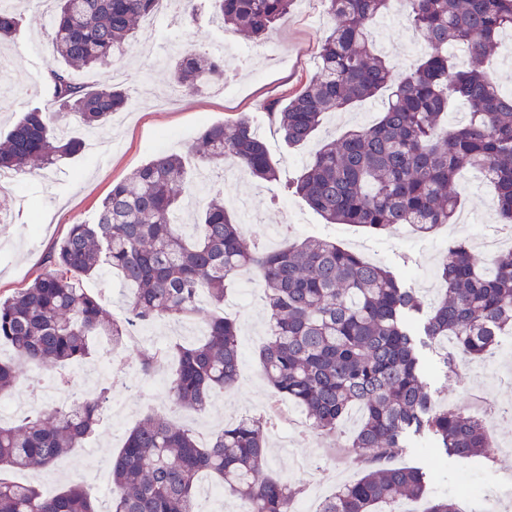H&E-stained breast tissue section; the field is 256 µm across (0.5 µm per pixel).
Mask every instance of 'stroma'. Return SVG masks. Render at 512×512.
I'll return each instance as SVG.
<instances>
[{"label":"stroma","mask_w":512,"mask_h":512,"mask_svg":"<svg viewBox=\"0 0 512 512\" xmlns=\"http://www.w3.org/2000/svg\"><path fill=\"white\" fill-rule=\"evenodd\" d=\"M14 2L21 15L19 31L12 41L0 44V55L8 59L7 73L0 74V137L27 108L52 110L54 92L47 77L63 66L51 42L49 11L34 8L29 0ZM326 25L319 0H297L291 13L259 42L224 30L205 12L201 13L199 24L191 27L178 19L163 18L153 25L141 23L134 41L114 64L77 72L76 81L92 88L121 84L131 98V106L124 111L122 121L111 122L103 132L112 143L111 149L83 150L47 169L17 175L9 186L0 202L6 208L0 217V295H10L41 272L45 255L62 239L68 225L94 222L98 206L113 183L126 178L154 153L168 150L181 154L189 157L190 168H197V161L190 158L191 149L207 125L233 120L243 113L250 115L260 128L281 180L288 181L321 143L362 120H376L381 112L380 101L365 102L331 116L307 145L294 149L285 146L270 124L267 105L287 98L314 74L315 52ZM381 39L396 49L395 61L401 69L424 51L422 37L401 16H388ZM217 41L240 52L243 58L230 86L217 83L194 95L169 97L171 61L178 48L203 50ZM145 44L153 46L152 57L140 55L139 49ZM208 185L223 189L227 199L243 197L252 203L253 220L241 226L246 240L264 244L270 226L277 224L289 227L277 241L281 248L310 236H329L343 247H363L370 261L409 271V286L420 291L437 284V256L449 244L465 242L472 257L484 262L486 256L477 243L482 237L495 235L500 226L492 190L479 179L463 178L458 183L464 198L462 212L469 216V223L439 228L429 237L324 223L301 198L246 174L228 183L222 171L216 169ZM83 286L102 295L113 316L126 312L131 289L112 270L85 278ZM223 312L239 325L243 359L238 381L230 389L215 392L206 412L181 409L173 415L177 424L194 429L202 437L217 432L226 418L246 414L274 398L258 361V352L266 340L258 285L244 278L236 281L224 298ZM207 316L203 310L182 323L139 325L135 333L152 338L157 345L165 346L174 340L191 345L203 339L201 326ZM423 355L431 366L427 382L435 404L463 405L471 391L477 390L506 407L512 405V335L501 337L494 350L495 370L490 374L483 372L481 361L465 359L456 374L449 376L442 368L439 348H426ZM163 398V392L149 387L127 390L113 384L111 400L121 404V412L101 419L82 447L67 457V470L49 467L36 473L16 471L13 479L34 481L46 494L80 482L94 497H101L102 486L112 483L109 462L113 454L147 414L160 411ZM292 411L294 423L280 421L269 430L271 471L304 484L300 504L306 512H313L319 499L341 484L356 481L362 471L352 454L345 452L344 438H336L330 444L313 441L295 426L296 420L302 419V412ZM428 444V437H411L406 453L397 463L420 468L430 475V498L457 497L464 482L485 490L497 473H512V455L458 460L434 454Z\"/></svg>","instance_id":"35a3bbf8"}]
</instances>
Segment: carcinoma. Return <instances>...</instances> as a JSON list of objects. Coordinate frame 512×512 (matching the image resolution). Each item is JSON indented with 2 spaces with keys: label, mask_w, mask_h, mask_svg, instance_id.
<instances>
[{
  "label": "carcinoma",
  "mask_w": 512,
  "mask_h": 512,
  "mask_svg": "<svg viewBox=\"0 0 512 512\" xmlns=\"http://www.w3.org/2000/svg\"><path fill=\"white\" fill-rule=\"evenodd\" d=\"M295 0H204L224 27L261 38L287 17ZM335 23L317 46L313 76L269 120L285 144L298 148L318 132L325 117L387 94L384 112L371 125H357L315 150L288 189L327 224H354L389 231L409 224L429 234L455 221L454 190L465 171L493 186L495 208L512 231V93L488 76L485 63L499 34L512 29V0H322ZM51 41L67 67L54 71L56 116L87 130L104 128L131 105L119 86L89 90L72 70L106 65L125 52L138 23L155 14L157 0H56ZM400 11L426 42L413 66L391 82L395 65L372 37L377 18ZM17 15L0 8V39L13 37ZM451 46L467 48L470 62L458 67ZM174 87L193 94L224 77V61L189 48L174 59ZM467 105L465 118L446 122L452 102ZM82 142L64 138L35 107L0 142V174L54 165L79 152ZM198 164L231 163L261 182L279 180L264 139L252 120L206 126L195 151ZM194 192L184 158L158 152L112 185L93 224L69 225L51 250L46 268L23 288L0 298V341L13 358L0 360V395L37 364L62 370L90 355L89 338L109 336L124 347L134 324L184 322L203 297L216 309L228 282L253 274L263 292L268 339L258 353L269 384L300 408L321 436L345 432L359 411L348 447L364 466L359 480L326 498L319 512H385L383 506L424 496L427 476L391 462L407 450L411 435L432 437L447 457L485 454L484 424L460 409L434 407L425 381L423 348L446 339L443 357L452 372L457 360L492 353L497 337L512 332V249L478 265L468 246L455 242L438 266L443 294L432 306L407 286V278L364 260L328 238L309 237L285 249L250 246L240 224L224 207V191L208 201L183 231L179 212ZM105 268L133 285L129 318L111 317L83 279ZM176 364L164 382L170 407L207 410L216 391L232 387L240 369L239 326L221 314L210 318L202 341L167 348ZM162 352L138 353L148 376ZM109 388L72 405L0 424V473L48 468L94 432ZM267 416L224 424L207 443L178 427L165 413L146 416L112 458L109 512H198L199 476H214L240 501L243 512H295L303 492L284 478L264 475ZM0 512H100L81 484L52 496L31 483L0 476Z\"/></svg>",
  "instance_id": "1"
}]
</instances>
